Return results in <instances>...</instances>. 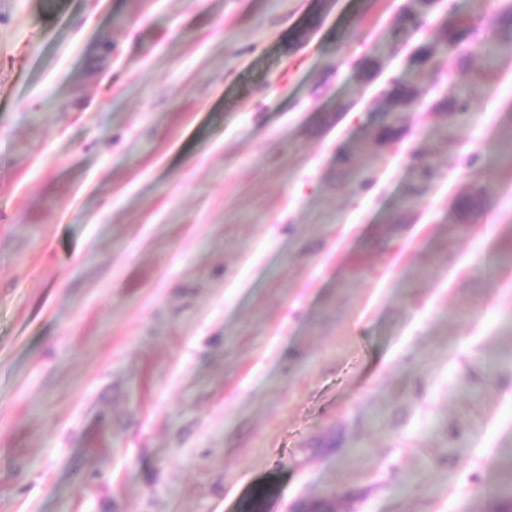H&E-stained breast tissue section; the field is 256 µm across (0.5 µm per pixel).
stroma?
Instances as JSON below:
<instances>
[{
  "label": "stroma",
  "mask_w": 512,
  "mask_h": 512,
  "mask_svg": "<svg viewBox=\"0 0 512 512\" xmlns=\"http://www.w3.org/2000/svg\"><path fill=\"white\" fill-rule=\"evenodd\" d=\"M502 2L0 0V512L512 497V62L413 63ZM419 97V92L408 87L403 81L392 80L389 88L383 93L380 112L382 121L375 130V139L386 145L400 137L397 126L398 115L413 108ZM433 177V168L428 163H421L416 172L415 180L409 188L408 196L402 203L401 211L393 217L394 224L404 221L403 213L414 206L423 196L426 186Z\"/></svg>",
  "instance_id": "stroma-1"
}]
</instances>
